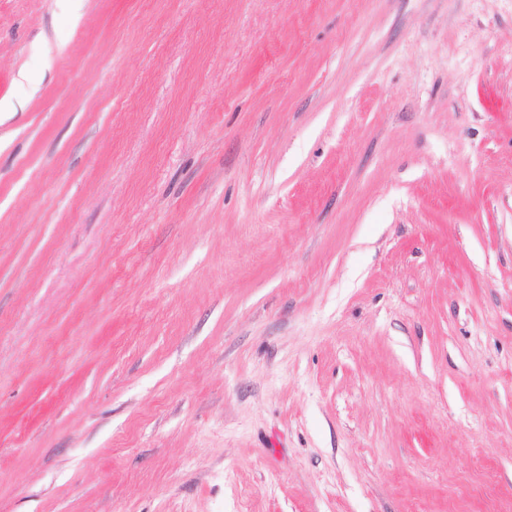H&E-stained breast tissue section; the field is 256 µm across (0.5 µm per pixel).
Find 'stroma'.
Returning a JSON list of instances; mask_svg holds the SVG:
<instances>
[{"instance_id":"35a3bbf8","label":"stroma","mask_w":512,"mask_h":512,"mask_svg":"<svg viewBox=\"0 0 512 512\" xmlns=\"http://www.w3.org/2000/svg\"><path fill=\"white\" fill-rule=\"evenodd\" d=\"M19 97L0 512H512V0H0Z\"/></svg>"}]
</instances>
